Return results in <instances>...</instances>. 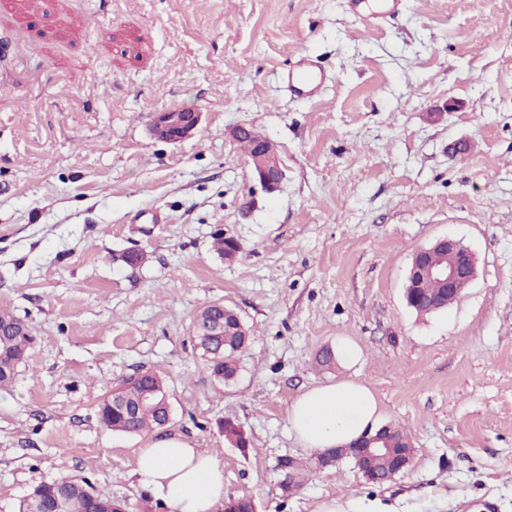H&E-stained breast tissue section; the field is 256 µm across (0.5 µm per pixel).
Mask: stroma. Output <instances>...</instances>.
Segmentation results:
<instances>
[{
	"label": "stroma",
	"mask_w": 512,
	"mask_h": 512,
	"mask_svg": "<svg viewBox=\"0 0 512 512\" xmlns=\"http://www.w3.org/2000/svg\"><path fill=\"white\" fill-rule=\"evenodd\" d=\"M300 53L334 76L312 101L277 88ZM173 109L202 115L175 144L150 131ZM240 126L276 146L275 191ZM444 236L476 277L422 317L411 259ZM215 301L251 336L227 386L191 332ZM0 307L34 336L0 387V512L63 477L157 512L132 469L158 436L207 449L256 512H512V0H407L376 27L347 0H0ZM344 339L360 360L318 366ZM143 371L168 424L105 428L99 401ZM344 379L412 441L385 484L290 431L299 393ZM285 454L314 465L286 498Z\"/></svg>",
	"instance_id": "stroma-1"
}]
</instances>
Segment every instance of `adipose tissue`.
<instances>
[{
  "mask_svg": "<svg viewBox=\"0 0 512 512\" xmlns=\"http://www.w3.org/2000/svg\"><path fill=\"white\" fill-rule=\"evenodd\" d=\"M380 417L374 393L354 380L308 388L288 409L296 440L320 452L357 440ZM133 473L166 512H217L225 501L223 467L207 451L181 437H163L139 449Z\"/></svg>",
  "mask_w": 512,
  "mask_h": 512,
  "instance_id": "1",
  "label": "adipose tissue"
}]
</instances>
